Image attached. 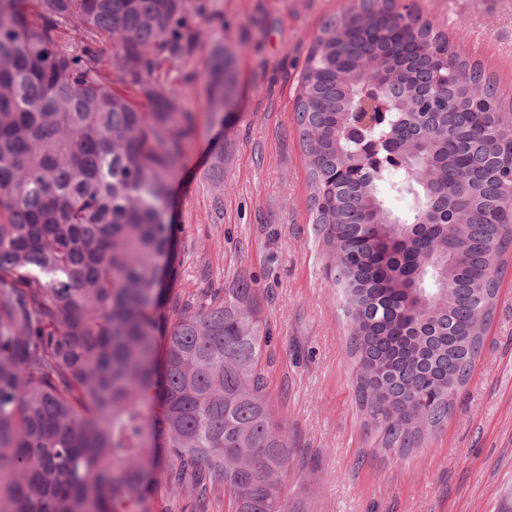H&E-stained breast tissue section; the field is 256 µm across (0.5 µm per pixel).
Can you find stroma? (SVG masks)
<instances>
[{"mask_svg": "<svg viewBox=\"0 0 512 512\" xmlns=\"http://www.w3.org/2000/svg\"><path fill=\"white\" fill-rule=\"evenodd\" d=\"M357 0H193V55L165 85L192 114L170 180L188 296L247 278L261 297L267 395L287 436L281 476L288 512H512V267L468 384L443 426L407 458L366 430L347 355L339 287L308 207L295 121L299 77L321 26ZM453 51L479 63L512 113V0H414ZM235 56L223 125L203 106L217 47ZM224 157V188L212 167Z\"/></svg>", "mask_w": 512, "mask_h": 512, "instance_id": "stroma-1", "label": "stroma"}]
</instances>
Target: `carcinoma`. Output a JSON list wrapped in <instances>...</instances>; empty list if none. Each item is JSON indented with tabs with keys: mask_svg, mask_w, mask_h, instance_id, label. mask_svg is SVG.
<instances>
[{
	"mask_svg": "<svg viewBox=\"0 0 512 512\" xmlns=\"http://www.w3.org/2000/svg\"><path fill=\"white\" fill-rule=\"evenodd\" d=\"M190 0H0V512H150L160 482L191 512H287L288 442L266 397L269 336L241 278L172 292L169 179L191 113L154 80L190 56ZM69 29L77 39L62 45ZM431 24L378 42L324 23L295 120L312 223L344 297L364 425L405 457L448 418L483 351L512 248V130L477 64L435 82ZM399 68L371 109L361 61ZM137 88L140 105L112 88ZM470 82L483 84L475 104ZM224 124L233 53L206 71ZM405 147L412 166L390 157ZM365 170L336 183L348 160ZM412 196L406 213L389 206Z\"/></svg>",
	"mask_w": 512,
	"mask_h": 512,
	"instance_id": "carcinoma-1",
	"label": "carcinoma"
}]
</instances>
